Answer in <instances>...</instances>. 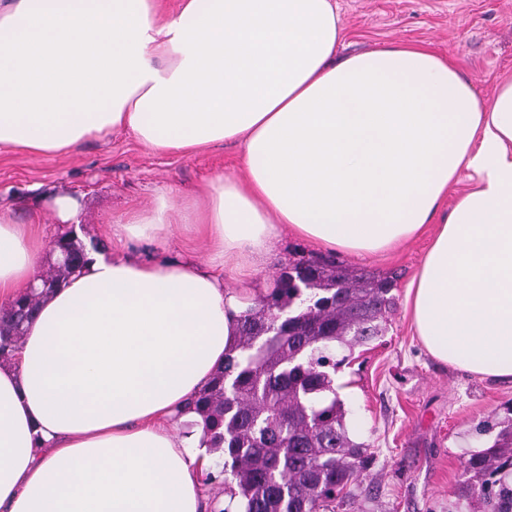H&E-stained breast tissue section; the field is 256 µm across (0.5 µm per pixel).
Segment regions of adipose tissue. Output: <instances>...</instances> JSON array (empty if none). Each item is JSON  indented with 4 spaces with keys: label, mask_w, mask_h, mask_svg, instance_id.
Listing matches in <instances>:
<instances>
[{
    "label": "adipose tissue",
    "mask_w": 512,
    "mask_h": 512,
    "mask_svg": "<svg viewBox=\"0 0 512 512\" xmlns=\"http://www.w3.org/2000/svg\"><path fill=\"white\" fill-rule=\"evenodd\" d=\"M343 40L333 0H0L1 149L124 131L187 156L238 143L243 170L202 202L163 189L108 224L109 248L0 359V512H203L212 457L185 407L223 368L242 289L284 231L361 257L431 232L408 287L416 336L512 380V78L486 101L430 47L341 57ZM175 224L205 262L127 255ZM43 252L40 224L0 211V305L40 288Z\"/></svg>",
    "instance_id": "ef3b65f1"
}]
</instances>
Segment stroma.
Here are the masks:
<instances>
[{
  "label": "stroma",
  "instance_id": "1",
  "mask_svg": "<svg viewBox=\"0 0 512 512\" xmlns=\"http://www.w3.org/2000/svg\"><path fill=\"white\" fill-rule=\"evenodd\" d=\"M345 31L343 53H361L396 41L429 45L453 58L484 98L512 76V0H335ZM239 174V148L225 144L192 156L156 153L131 133L91 139L58 155L0 149V209L17 222L42 219V271L54 266L51 246L64 225L54 218L53 194L77 199L82 242L105 241L109 223L149 207L159 190L195 197L216 172ZM430 234L392 251L360 257L285 232L253 274L251 303L261 305L282 270L315 255L353 270L397 273L396 307L371 347L337 348L343 365L336 390L346 423L372 459L351 505L336 512H453L469 454L493 445L512 423V381L480 378L442 365L420 345L408 315V285L430 245ZM132 257L182 258L204 253L191 229L175 226L165 248L142 243Z\"/></svg>",
  "mask_w": 512,
  "mask_h": 512
}]
</instances>
